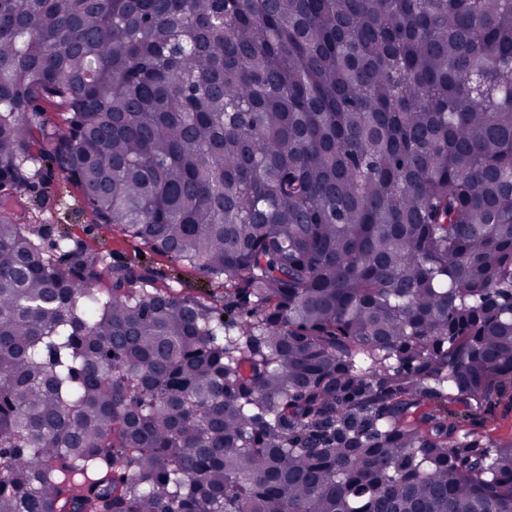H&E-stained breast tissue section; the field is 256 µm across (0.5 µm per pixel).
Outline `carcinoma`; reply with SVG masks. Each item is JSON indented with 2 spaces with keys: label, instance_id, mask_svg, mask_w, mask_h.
Instances as JSON below:
<instances>
[{
  "label": "carcinoma",
  "instance_id": "cac0c4a2",
  "mask_svg": "<svg viewBox=\"0 0 512 512\" xmlns=\"http://www.w3.org/2000/svg\"><path fill=\"white\" fill-rule=\"evenodd\" d=\"M509 385L512 0H0V512H512ZM49 169L50 183L44 185L39 181L33 191L25 194L28 198L25 222L41 235L40 242L47 250L58 235L69 232L74 240H84L111 251L112 264L129 262L148 268L157 288L173 289L177 296H192L215 309L224 308V288H211L197 269L175 265L164 254L118 228L94 224L92 216L83 210L82 191L74 177H68L56 166L51 165ZM141 254L145 259H140ZM453 413L450 420L458 422L460 435L481 448L493 441L512 436V392L510 390L492 402L484 411L476 415L465 414L459 405L449 406Z\"/></svg>",
  "mask_w": 512,
  "mask_h": 512
}]
</instances>
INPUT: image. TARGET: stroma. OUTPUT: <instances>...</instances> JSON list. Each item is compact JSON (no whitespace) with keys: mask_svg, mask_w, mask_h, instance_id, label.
Instances as JSON below:
<instances>
[{"mask_svg":"<svg viewBox=\"0 0 512 512\" xmlns=\"http://www.w3.org/2000/svg\"><path fill=\"white\" fill-rule=\"evenodd\" d=\"M49 176V184H37L28 192L25 215L26 223L40 235L44 247H52L59 235L70 233L72 239L110 251L113 264L129 262L149 269L155 287L169 288L178 296H192L213 308H223V288L210 286L197 269L174 264L141 240L119 229L94 223L83 209L82 191L75 179L55 167L51 168ZM451 411L453 421L458 422L466 439L478 446L512 436V392L475 415L466 414L458 405L452 406Z\"/></svg>","mask_w":512,"mask_h":512,"instance_id":"35a3bbf8","label":"stroma"}]
</instances>
